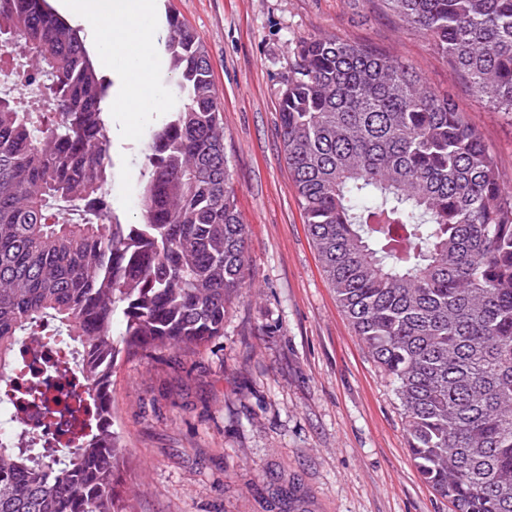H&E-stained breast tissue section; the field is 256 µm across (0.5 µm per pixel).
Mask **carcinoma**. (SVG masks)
<instances>
[{
    "label": "carcinoma",
    "mask_w": 512,
    "mask_h": 512,
    "mask_svg": "<svg viewBox=\"0 0 512 512\" xmlns=\"http://www.w3.org/2000/svg\"><path fill=\"white\" fill-rule=\"evenodd\" d=\"M512 115V0H384ZM181 105L146 145L141 220L110 219L107 87L47 0H0L40 94L0 95V369L52 323L79 410L34 457L0 439V512H129L112 423L118 357L224 335L247 287L243 224L207 52L167 16ZM280 136L323 274L393 385L414 464L451 512H512V189L447 94L401 60L301 40Z\"/></svg>",
    "instance_id": "carcinoma-1"
}]
</instances>
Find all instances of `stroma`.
Returning a JSON list of instances; mask_svg holds the SVG:
<instances>
[{"instance_id":"35a3bbf8","label":"stroma","mask_w":512,"mask_h":512,"mask_svg":"<svg viewBox=\"0 0 512 512\" xmlns=\"http://www.w3.org/2000/svg\"><path fill=\"white\" fill-rule=\"evenodd\" d=\"M192 27L213 66L224 152L248 227L249 288L224 334L193 351L120 358L112 420L130 512H448L407 448L398 399L324 277L284 160L279 103L296 43L337 36L392 53L449 92L512 188V117L494 111L383 0H157ZM130 46L91 59L107 85L111 214L134 222L143 148L167 119L177 77L165 44L141 81L136 124L117 112Z\"/></svg>"}]
</instances>
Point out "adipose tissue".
Masks as SVG:
<instances>
[{"instance_id":"1","label":"adipose tissue","mask_w":512,"mask_h":512,"mask_svg":"<svg viewBox=\"0 0 512 512\" xmlns=\"http://www.w3.org/2000/svg\"><path fill=\"white\" fill-rule=\"evenodd\" d=\"M71 16L82 22L87 32L99 40L113 43L130 42L137 51L130 57L126 69L128 93L120 102L121 111L140 113L138 85L146 62L152 55L155 37L143 27L151 15L153 0H62ZM107 22V30H100V22Z\"/></svg>"}]
</instances>
